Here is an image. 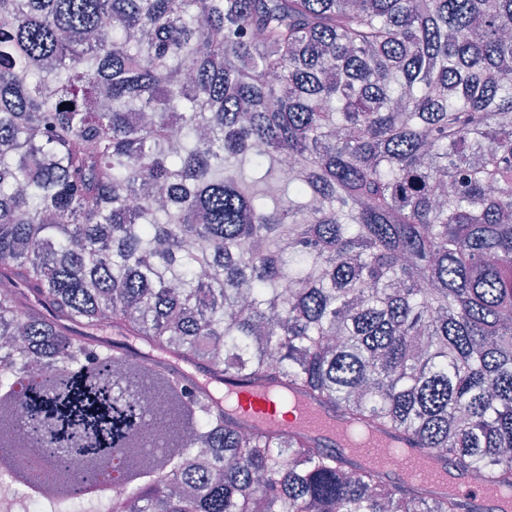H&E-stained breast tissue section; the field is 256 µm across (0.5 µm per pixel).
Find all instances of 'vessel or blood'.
<instances>
[{
  "instance_id": "vessel-or-blood-1",
  "label": "vessel or blood",
  "mask_w": 512,
  "mask_h": 512,
  "mask_svg": "<svg viewBox=\"0 0 512 512\" xmlns=\"http://www.w3.org/2000/svg\"><path fill=\"white\" fill-rule=\"evenodd\" d=\"M238 410L256 429L272 428L287 435H304L345 454L363 467H377L393 477L424 486L433 497L455 495L472 512H512V496L490 485H478L450 467L435 453L410 447L399 436L371 432L354 438L348 419L317 402L274 386H244L237 390Z\"/></svg>"
}]
</instances>
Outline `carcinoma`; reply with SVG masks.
<instances>
[{"mask_svg":"<svg viewBox=\"0 0 512 512\" xmlns=\"http://www.w3.org/2000/svg\"><path fill=\"white\" fill-rule=\"evenodd\" d=\"M1 276L61 512H470L187 381L512 487V0H0Z\"/></svg>","mask_w":512,"mask_h":512,"instance_id":"carcinoma-1","label":"carcinoma"}]
</instances>
